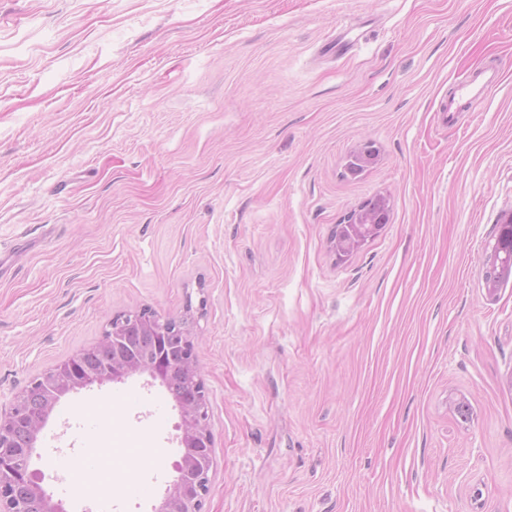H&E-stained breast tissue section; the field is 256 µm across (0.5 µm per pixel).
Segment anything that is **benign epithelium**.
<instances>
[{
	"mask_svg": "<svg viewBox=\"0 0 512 512\" xmlns=\"http://www.w3.org/2000/svg\"><path fill=\"white\" fill-rule=\"evenodd\" d=\"M346 222L351 224L349 241H333L339 257L358 251L380 232L376 214L363 205L351 210ZM181 323V330L173 332L169 320L145 309L119 314L99 341L45 371L14 395L9 410L0 411V512H65L42 482L33 479L31 466L17 469L13 449H22L25 459L31 460L47 418L66 395L144 373L166 389L176 382L188 389V393L174 397L183 448L174 465L177 476L154 512H202L213 467L208 396L199 373L191 323L185 319ZM130 330L153 343L163 340L179 345L178 366L171 368L159 359L145 362L125 355L123 338Z\"/></svg>",
	"mask_w": 512,
	"mask_h": 512,
	"instance_id": "1",
	"label": "benign epithelium"
}]
</instances>
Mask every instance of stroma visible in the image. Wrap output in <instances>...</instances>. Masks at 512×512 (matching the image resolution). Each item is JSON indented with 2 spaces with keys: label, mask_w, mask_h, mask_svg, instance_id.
Segmentation results:
<instances>
[{
  "label": "stroma",
  "mask_w": 512,
  "mask_h": 512,
  "mask_svg": "<svg viewBox=\"0 0 512 512\" xmlns=\"http://www.w3.org/2000/svg\"><path fill=\"white\" fill-rule=\"evenodd\" d=\"M509 212L512 0H0V410L115 315L191 317L205 512H512V280L484 283ZM178 422L149 376L83 389L32 467L100 512L77 462L128 449L112 512H152ZM496 85V76L464 72L453 83L448 100L441 104L438 112L444 120L457 112L476 111L489 97ZM448 112V113H447ZM378 218L376 214L360 204L351 210L346 216V222L352 224L348 243H341L337 239L333 241L336 255L347 257L358 251L366 242L374 239L381 231L375 225Z\"/></svg>",
  "instance_id": "1"
}]
</instances>
